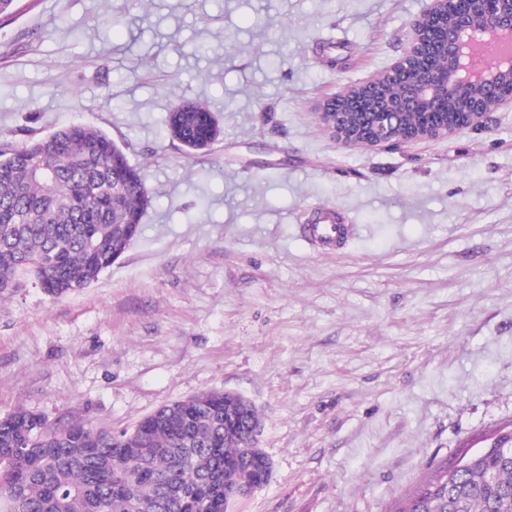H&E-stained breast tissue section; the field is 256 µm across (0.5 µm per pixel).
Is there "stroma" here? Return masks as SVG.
Wrapping results in <instances>:
<instances>
[{
	"mask_svg": "<svg viewBox=\"0 0 512 512\" xmlns=\"http://www.w3.org/2000/svg\"><path fill=\"white\" fill-rule=\"evenodd\" d=\"M427 2L16 0L0 150L94 127L150 203L90 287L0 297V415L121 431L236 392L273 476L228 512H392L512 423V107L377 147L320 115L406 52ZM183 103L215 116L208 148L169 134ZM320 209L353 224L342 248L302 237Z\"/></svg>",
	"mask_w": 512,
	"mask_h": 512,
	"instance_id": "35a3bbf8",
	"label": "stroma"
}]
</instances>
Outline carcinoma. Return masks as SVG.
<instances>
[{
  "label": "carcinoma",
  "mask_w": 512,
  "mask_h": 512,
  "mask_svg": "<svg viewBox=\"0 0 512 512\" xmlns=\"http://www.w3.org/2000/svg\"><path fill=\"white\" fill-rule=\"evenodd\" d=\"M483 93L448 97L441 120L464 121ZM208 110L179 113L196 139ZM149 203L143 178L107 134L83 125L0 152V295L25 277L51 299L84 289L112 266V240ZM224 426V393L166 403L133 430L83 419L53 428L19 407L0 417V512H226L244 483L266 485L267 453L248 456L245 424L259 418L241 400ZM394 512H512V430L469 469L442 465L424 476Z\"/></svg>",
  "instance_id": "carcinoma-1"
}]
</instances>
